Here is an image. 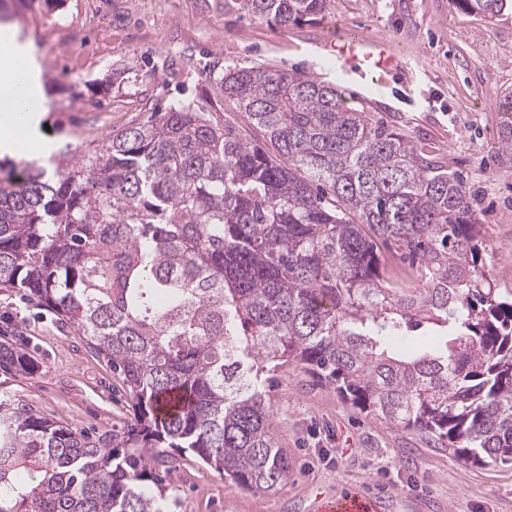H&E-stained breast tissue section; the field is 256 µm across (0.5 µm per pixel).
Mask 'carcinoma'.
<instances>
[{"instance_id": "1", "label": "carcinoma", "mask_w": 512, "mask_h": 512, "mask_svg": "<svg viewBox=\"0 0 512 512\" xmlns=\"http://www.w3.org/2000/svg\"><path fill=\"white\" fill-rule=\"evenodd\" d=\"M234 3L284 27L332 7ZM213 93L220 105L175 102L79 158L0 166V288L84 336L133 411L93 435L0 401V512H168L167 478L192 462L277 490L290 466L267 383L290 364L382 424L512 465V294L488 279L461 177L333 84L229 66ZM226 102L266 145L224 122ZM503 115L512 162V99ZM391 244L409 284L382 262ZM419 330L435 342L408 347ZM37 370L0 339V371Z\"/></svg>"}]
</instances>
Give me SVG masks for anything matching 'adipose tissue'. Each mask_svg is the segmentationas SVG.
Wrapping results in <instances>:
<instances>
[{"label": "adipose tissue", "instance_id": "obj_1", "mask_svg": "<svg viewBox=\"0 0 512 512\" xmlns=\"http://www.w3.org/2000/svg\"><path fill=\"white\" fill-rule=\"evenodd\" d=\"M32 55V47L19 45L13 30L0 27V156L36 158L49 149L36 133L42 114L33 105Z\"/></svg>", "mask_w": 512, "mask_h": 512}]
</instances>
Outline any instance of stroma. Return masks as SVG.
Returning a JSON list of instances; mask_svg holds the SVG:
<instances>
[{"label": "stroma", "mask_w": 512, "mask_h": 512, "mask_svg": "<svg viewBox=\"0 0 512 512\" xmlns=\"http://www.w3.org/2000/svg\"><path fill=\"white\" fill-rule=\"evenodd\" d=\"M0 18L36 50V106L55 149L79 157L148 108L200 99L221 68L261 65L341 87L373 120L406 130L427 157L468 183L482 259L512 293V169L498 161L499 104L512 95V14L488 20L454 0H335L330 15L283 27L225 0H0ZM387 39L403 61L385 80L336 60L330 40ZM0 330L17 331L39 365L0 371V396L78 430L122 428L132 409L81 336L10 289ZM273 425L291 464L277 491L249 492L206 467L171 476L174 512H313L316 496L359 489L381 512H512V467L472 466L379 423L297 366L270 384Z\"/></svg>", "instance_id": "obj_1"}]
</instances>
